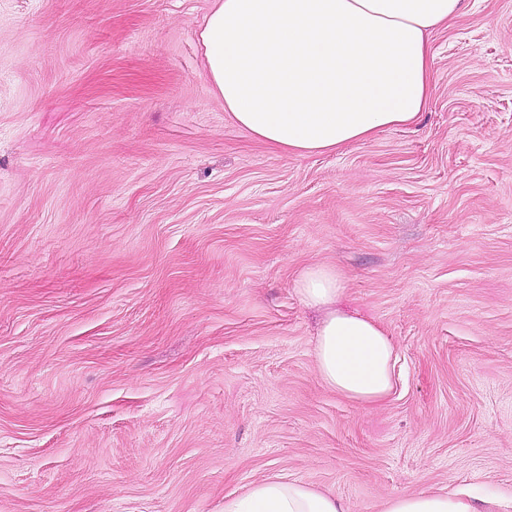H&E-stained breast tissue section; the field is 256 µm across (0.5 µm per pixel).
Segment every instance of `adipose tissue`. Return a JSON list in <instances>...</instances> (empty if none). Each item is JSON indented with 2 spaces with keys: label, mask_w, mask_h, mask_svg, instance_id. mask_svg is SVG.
Here are the masks:
<instances>
[{
  "label": "adipose tissue",
  "mask_w": 512,
  "mask_h": 512,
  "mask_svg": "<svg viewBox=\"0 0 512 512\" xmlns=\"http://www.w3.org/2000/svg\"><path fill=\"white\" fill-rule=\"evenodd\" d=\"M465 0H213L199 37L234 124L291 155L331 153L416 123L432 85L430 37ZM301 302L322 311L316 371L361 405L393 389L395 347L373 319L340 308L336 268L306 267ZM224 512H346L336 495L283 476L224 500ZM382 512H479L466 491L387 498Z\"/></svg>",
  "instance_id": "1"
}]
</instances>
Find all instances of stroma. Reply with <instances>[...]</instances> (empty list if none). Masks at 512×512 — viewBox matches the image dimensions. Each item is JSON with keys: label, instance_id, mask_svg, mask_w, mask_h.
<instances>
[{"label": "stroma", "instance_id": "stroma-1", "mask_svg": "<svg viewBox=\"0 0 512 512\" xmlns=\"http://www.w3.org/2000/svg\"><path fill=\"white\" fill-rule=\"evenodd\" d=\"M210 6L0 0V512L511 500L512 0L433 33L417 123L305 157L225 112ZM313 264L393 342L384 401L320 383ZM224 512H346L336 495L284 476L254 482L236 497L224 499Z\"/></svg>", "mask_w": 512, "mask_h": 512}]
</instances>
